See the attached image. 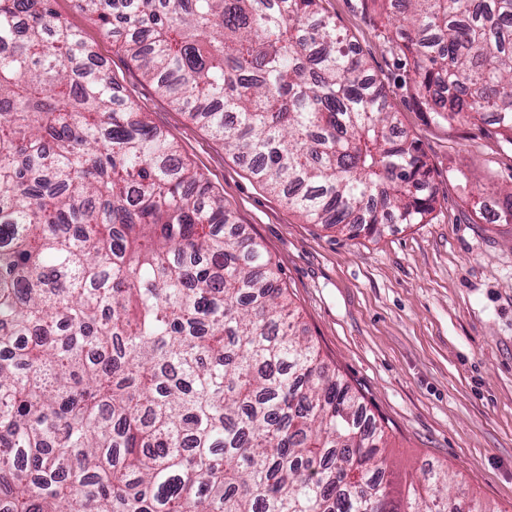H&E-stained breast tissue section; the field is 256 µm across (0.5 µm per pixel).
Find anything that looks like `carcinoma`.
Segmentation results:
<instances>
[{"label": "carcinoma", "mask_w": 512, "mask_h": 512, "mask_svg": "<svg viewBox=\"0 0 512 512\" xmlns=\"http://www.w3.org/2000/svg\"><path fill=\"white\" fill-rule=\"evenodd\" d=\"M289 209L427 224L417 139L321 0H74ZM379 3L425 111L512 147V0ZM297 333L224 197L51 0H0V512H489Z\"/></svg>", "instance_id": "cac0c4a2"}]
</instances>
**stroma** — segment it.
<instances>
[{"label":"stroma","instance_id":"obj_1","mask_svg":"<svg viewBox=\"0 0 512 512\" xmlns=\"http://www.w3.org/2000/svg\"><path fill=\"white\" fill-rule=\"evenodd\" d=\"M52 6L277 264L300 333L385 422L398 480L443 464L488 512H512V223L475 208L480 198L505 209L512 150L485 127L425 112L373 0H322L384 85L401 129L419 140L437 194L430 223L352 238L289 211L161 97L74 0Z\"/></svg>","mask_w":512,"mask_h":512}]
</instances>
